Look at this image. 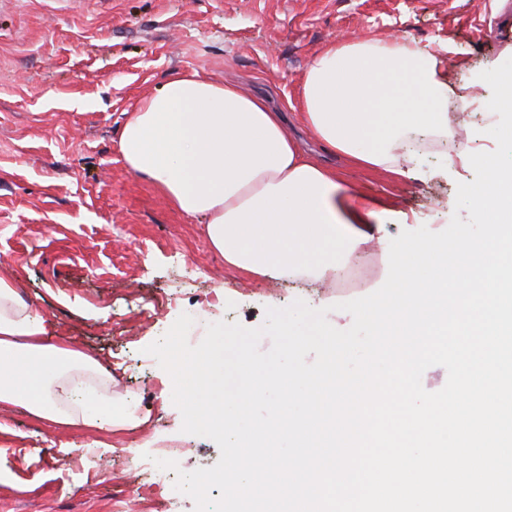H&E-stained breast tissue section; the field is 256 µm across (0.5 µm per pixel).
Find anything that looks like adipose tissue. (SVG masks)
Wrapping results in <instances>:
<instances>
[{
	"label": "adipose tissue",
	"instance_id": "obj_1",
	"mask_svg": "<svg viewBox=\"0 0 512 512\" xmlns=\"http://www.w3.org/2000/svg\"><path fill=\"white\" fill-rule=\"evenodd\" d=\"M452 94L439 53L398 38L340 40L312 60L299 93L307 128L355 168L402 174L413 130L451 137ZM127 168L181 213L201 218L233 266L270 279L319 281L372 237L375 201L304 154L281 111L198 73L178 76L130 112L119 139ZM98 361L54 340L18 284L0 277V406L95 428L105 398Z\"/></svg>",
	"mask_w": 512,
	"mask_h": 512
}]
</instances>
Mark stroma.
Here are the masks:
<instances>
[{
	"label": "stroma",
	"mask_w": 512,
	"mask_h": 512,
	"mask_svg": "<svg viewBox=\"0 0 512 512\" xmlns=\"http://www.w3.org/2000/svg\"><path fill=\"white\" fill-rule=\"evenodd\" d=\"M508 23L512 0H0V277L19 281L53 336L111 371L113 404L138 387L140 418L113 432L75 430L0 407V512H116L120 499L127 512H194L186 496L168 508L136 461L173 439L190 472L213 466L220 449L182 432L167 373L140 362L142 350L190 309L255 328L266 308L301 299L348 329L336 303L381 287L391 240L444 230L458 183L474 179L471 164L449 162L451 141L422 149L401 176L351 168L288 111L287 131L309 153L391 207L379 242L331 281L301 288L226 263L199 219L127 169L119 137L140 101L196 71L278 107L297 100L328 45L397 37L443 50L450 86L471 92L448 118L464 124L469 152H490L498 116L480 74L512 58V40L498 36Z\"/></svg>",
	"instance_id": "obj_1"
}]
</instances>
